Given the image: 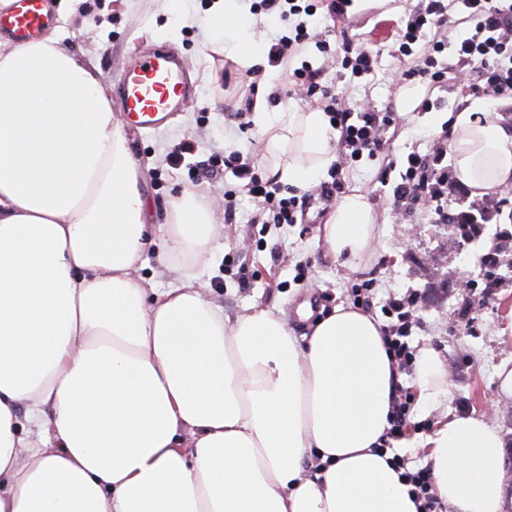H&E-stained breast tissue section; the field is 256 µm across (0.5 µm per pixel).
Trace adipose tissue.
Instances as JSON below:
<instances>
[{
  "mask_svg": "<svg viewBox=\"0 0 512 512\" xmlns=\"http://www.w3.org/2000/svg\"><path fill=\"white\" fill-rule=\"evenodd\" d=\"M212 24L256 64L238 15ZM488 109L469 101L449 145L481 195L512 181V126ZM254 120L281 182L308 189L332 163L322 110L259 102ZM141 180L110 84L57 32L0 46V512H417L379 447L401 383L381 323L340 305L301 343L271 310L225 317L198 284L219 224L189 193L147 224ZM158 232L186 261L182 287L136 275ZM322 237L333 256L369 254L366 195L340 201ZM414 384L420 401L448 396L435 348ZM419 444L453 512H503L491 422L448 415Z\"/></svg>",
  "mask_w": 512,
  "mask_h": 512,
  "instance_id": "ef3b65f1",
  "label": "adipose tissue"
}]
</instances>
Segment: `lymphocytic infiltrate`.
I'll use <instances>...</instances> for the list:
<instances>
[{
    "label": "lymphocytic infiltrate",
    "mask_w": 512,
    "mask_h": 512,
    "mask_svg": "<svg viewBox=\"0 0 512 512\" xmlns=\"http://www.w3.org/2000/svg\"><path fill=\"white\" fill-rule=\"evenodd\" d=\"M474 24L472 34L463 38L456 48L457 67L468 76L470 93H483L496 99L512 98V5L501 6L498 0H461ZM448 0H426L424 5L410 9L404 27L398 31L399 52L404 56H416L415 65L402 70L401 80L414 81L433 87L444 86L448 81V68L441 60L447 50L445 41L425 40L431 30H442L448 23ZM316 4L299 5L298 0H251L250 12L277 14L283 23L292 24L291 34L282 35L268 50L270 65L278 66L303 52L307 43H315L320 52H328V41L312 40L306 20L314 16ZM376 56L364 44L342 40L336 56L340 77L358 79L372 74ZM323 68L303 63L294 69L291 81L281 92L282 98L301 97L317 99L320 108L329 119L330 126L339 133L343 149L342 164L336 165L329 182L323 183L322 195L333 200L345 189L344 166L358 161L363 155H377L385 145L383 135L396 122L393 109L379 112L373 109L354 111L331 87L323 85ZM449 129H442L436 139L432 158L412 154L407 158L408 167L393 191L394 202L407 210L415 206L433 204L440 222H461L462 214H449L443 202L458 191L457 185L448 178V170L442 165L448 154ZM226 168L235 171L242 179V189L253 198L257 210L253 223L293 224L297 212L306 199L287 195L285 187L266 175L255 162L242 154L224 159ZM413 300H390L387 303L395 323L384 326L383 338L386 350L398 370H405L412 360L406 341L412 324Z\"/></svg>",
    "instance_id": "obj_1"
}]
</instances>
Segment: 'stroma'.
Wrapping results in <instances>:
<instances>
[{"label": "stroma", "instance_id": "stroma-1", "mask_svg": "<svg viewBox=\"0 0 512 512\" xmlns=\"http://www.w3.org/2000/svg\"><path fill=\"white\" fill-rule=\"evenodd\" d=\"M215 0H49L55 28L63 43L93 72L107 79L141 55L157 47L173 52L197 81L189 97L168 126L155 133L126 127L134 157L144 172L143 189L150 201L148 223H165L172 200L188 186H197L203 202L223 204L224 194L237 193L234 223L225 225L214 246L210 268L201 276L207 299L220 305L225 316L249 313L252 304L283 312L295 337L309 335L314 319L331 313L336 306L350 305L349 288L364 280L375 285L372 316L385 321V301L413 297L410 347L430 345L443 355L448 366L449 395L438 404L414 402L408 435L430 434L447 413L485 416L504 441V480L512 490V397L499 392V366L512 367V273L493 262V246L512 236V221L498 211L499 194L456 195L448 201L452 213L482 210L487 218L471 239L459 236L454 225L441 224L433 210L407 211L393 204V186L405 171L407 157L416 152L432 153L441 131L439 118L458 111L465 98L457 78L455 52L444 54L448 82L429 95L433 107L401 115L390 128V150L362 157L346 169V194L367 195L375 215L377 243L363 259L358 271L344 267L327 253L322 226L333 210L320 199V185L329 181L322 173L309 192L313 197L303 219L294 224H254L250 197L241 192V182L224 167L225 153L249 156L269 170L265 137L255 122L240 125L233 113L240 102L245 68L231 62L222 46L224 36L211 26ZM418 0H378L368 7L348 9L342 22L316 13L308 20L310 35L336 44L342 37L366 43L377 51L371 75L346 81L336 76L334 57L308 45L305 56L325 68V83L351 106L368 105L376 110L396 105L399 93L392 83L395 72L411 64L398 52L397 30L406 7ZM304 56V57H305ZM302 59V58H301ZM300 58L289 66L261 70L258 96L267 108L310 109L301 98L278 99L286 77L299 67ZM190 153L177 165L167 157L183 143ZM389 170L388 183H381L382 170ZM162 240H155L141 259L138 274L158 288L180 285L185 267L167 263ZM312 302L313 316L299 318L297 307Z\"/></svg>", "mask_w": 512, "mask_h": 512}]
</instances>
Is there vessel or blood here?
Wrapping results in <instances>:
<instances>
[{"label": "vessel or blood", "mask_w": 512, "mask_h": 512, "mask_svg": "<svg viewBox=\"0 0 512 512\" xmlns=\"http://www.w3.org/2000/svg\"><path fill=\"white\" fill-rule=\"evenodd\" d=\"M51 20L45 0H16L13 11L0 20V31L23 44L40 34ZM116 85L122 101L121 120L137 128L163 125L193 90L182 64L162 48L122 70Z\"/></svg>", "instance_id": "vessel-or-blood-1"}]
</instances>
